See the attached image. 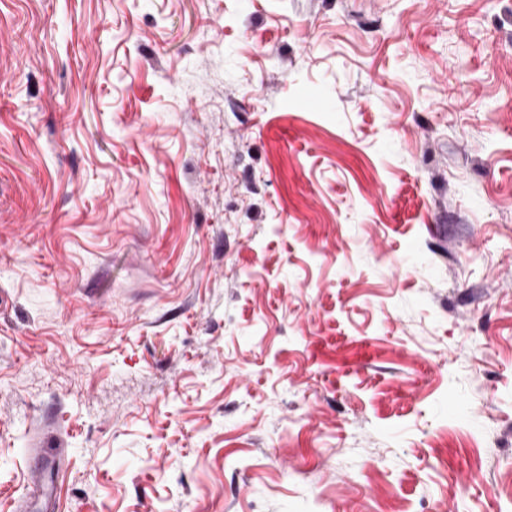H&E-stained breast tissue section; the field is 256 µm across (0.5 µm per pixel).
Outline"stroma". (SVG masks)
<instances>
[{
  "label": "stroma",
  "mask_w": 512,
  "mask_h": 512,
  "mask_svg": "<svg viewBox=\"0 0 512 512\" xmlns=\"http://www.w3.org/2000/svg\"><path fill=\"white\" fill-rule=\"evenodd\" d=\"M512 512V0H0V512Z\"/></svg>",
  "instance_id": "35a3bbf8"
}]
</instances>
